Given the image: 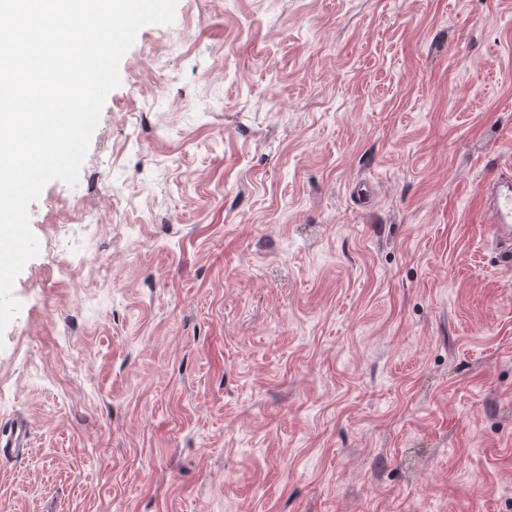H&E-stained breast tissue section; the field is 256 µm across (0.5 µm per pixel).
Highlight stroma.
<instances>
[{
  "mask_svg": "<svg viewBox=\"0 0 512 512\" xmlns=\"http://www.w3.org/2000/svg\"><path fill=\"white\" fill-rule=\"evenodd\" d=\"M0 333V512H512V0H178ZM99 224L69 221L70 203ZM75 261L70 279L59 254ZM483 206L493 224L496 243L505 262L512 261V170L503 167L488 178L481 189Z\"/></svg>",
  "mask_w": 512,
  "mask_h": 512,
  "instance_id": "35a3bbf8",
  "label": "stroma"
}]
</instances>
